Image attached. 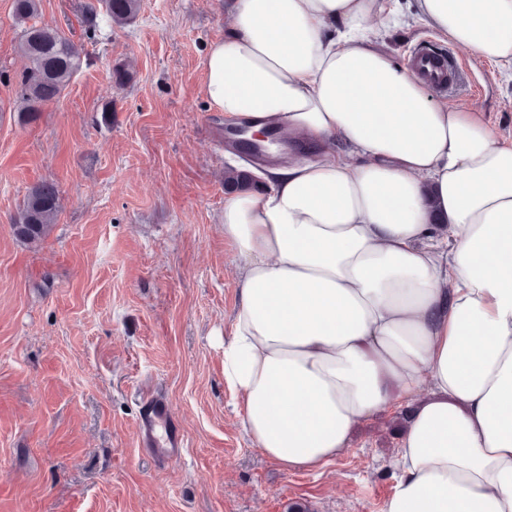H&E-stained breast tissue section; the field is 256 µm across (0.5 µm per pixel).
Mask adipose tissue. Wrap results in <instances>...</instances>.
<instances>
[{
  "instance_id": "obj_1",
  "label": "adipose tissue",
  "mask_w": 512,
  "mask_h": 512,
  "mask_svg": "<svg viewBox=\"0 0 512 512\" xmlns=\"http://www.w3.org/2000/svg\"><path fill=\"white\" fill-rule=\"evenodd\" d=\"M413 9L512 67V0ZM398 19L394 0L224 2L203 97L303 146L224 201V383L287 470L323 469L354 424L413 402L382 512H512V142L376 45Z\"/></svg>"
}]
</instances>
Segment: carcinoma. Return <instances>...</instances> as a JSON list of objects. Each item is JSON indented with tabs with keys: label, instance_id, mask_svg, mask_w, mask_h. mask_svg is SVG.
<instances>
[{
	"label": "carcinoma",
	"instance_id": "obj_1",
	"mask_svg": "<svg viewBox=\"0 0 512 512\" xmlns=\"http://www.w3.org/2000/svg\"><path fill=\"white\" fill-rule=\"evenodd\" d=\"M42 0H13V19L20 28L18 50L27 60L19 74L17 99L19 114L29 119L38 109L60 99L73 77L86 64L80 45L65 32L37 22ZM141 0H98L88 8L84 35L92 40L100 23L123 26L139 14ZM255 179L247 169L229 168L224 186L230 190L252 188ZM59 211V190L52 182L34 185L24 197L10 229L23 244L41 242L50 232Z\"/></svg>",
	"mask_w": 512,
	"mask_h": 512
}]
</instances>
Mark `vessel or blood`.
<instances>
[{"label":"vessel or blood","instance_id":"vessel-or-blood-1","mask_svg":"<svg viewBox=\"0 0 512 512\" xmlns=\"http://www.w3.org/2000/svg\"><path fill=\"white\" fill-rule=\"evenodd\" d=\"M415 76L440 95H452L461 87V77L452 58L431 47H421L410 58ZM138 442L141 448L158 461L181 455L184 436L173 421L171 404L156 396L146 397L136 420Z\"/></svg>","mask_w":512,"mask_h":512}]
</instances>
